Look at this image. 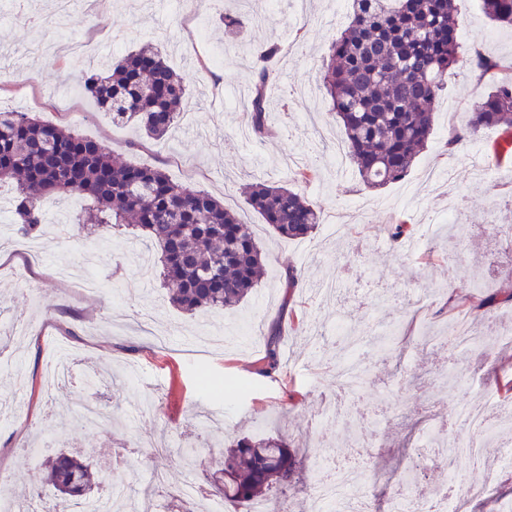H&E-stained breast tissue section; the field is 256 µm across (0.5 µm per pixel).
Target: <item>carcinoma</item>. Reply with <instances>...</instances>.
Instances as JSON below:
<instances>
[{
  "label": "carcinoma",
  "instance_id": "1",
  "mask_svg": "<svg viewBox=\"0 0 512 512\" xmlns=\"http://www.w3.org/2000/svg\"><path fill=\"white\" fill-rule=\"evenodd\" d=\"M348 25L330 44L322 81L329 112L342 127L347 156L362 183L381 188L403 179L427 147L435 124L434 104L448 71L460 61L459 20L453 0H354ZM488 17L512 26V0H482ZM278 47L269 45L253 72L246 112L252 134L273 135L265 65ZM85 91L112 120L136 125L150 139L162 138L177 121L187 89L182 76L157 47L145 45L110 60L84 81ZM489 127L512 129V78L481 98L468 124L450 133L457 151ZM0 182L16 187L14 214L23 236L45 223L47 201L74 194L90 200L74 223L106 229L126 226L140 233L160 266L170 303L194 315L238 305L259 285L263 250L237 213L210 193L174 183L159 167L115 160L106 146L77 134L70 125L40 122L29 112H0ZM246 203L272 231L303 239L321 223L311 201L288 184L256 181L244 187ZM386 233L399 247L414 237L401 221ZM478 317L512 303V289H472L459 297ZM275 323L257 369L273 377L282 369ZM302 463L285 437L244 436L224 449L220 475L213 476L221 505L246 512L269 502L295 479ZM45 484L60 495V512L90 499L98 475L87 459L60 452L42 463Z\"/></svg>",
  "mask_w": 512,
  "mask_h": 512
}]
</instances>
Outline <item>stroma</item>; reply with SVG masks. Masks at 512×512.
<instances>
[{
    "label": "stroma",
    "instance_id": "stroma-1",
    "mask_svg": "<svg viewBox=\"0 0 512 512\" xmlns=\"http://www.w3.org/2000/svg\"><path fill=\"white\" fill-rule=\"evenodd\" d=\"M461 23L463 52L481 45L501 68L488 72L458 66L436 107L434 133L403 180L381 189L365 187L350 164L330 158L344 136L329 114L323 93L301 95L303 84H318L329 45L344 26L329 21L330 0H310L306 14L282 0L264 25H255L239 0H201L206 37L192 46V19L174 0H92L74 5L65 31L44 25L51 0H0V108L36 111L51 123L48 110L32 101L69 84L70 105L82 112L74 125L82 136L102 141L120 161L161 166L170 179L203 188L237 209L244 223L267 247L266 275L237 307L189 316L169 304L152 266V252L138 238L115 230L73 226L84 206L70 195L51 205L50 224L21 253L0 258V396H22L23 417L0 424V471L9 489L33 488L41 470L20 449L38 435L45 456L69 452L104 471L106 449L126 460L122 477L140 490L153 473L150 441L169 431H195L210 452L189 467L179 455L166 462L170 481L205 483L218 469L224 446L234 439L279 425L298 448L303 468L285 493L280 512H295L309 493L316 461L334 453L337 464L359 470L374 512H391L393 488L414 469L415 495L435 489L468 497L470 512H498L512 500V468L448 460L425 447L433 425L467 436L458 419L460 405L482 404L496 394L495 375L512 377V343L495 330L512 326V308L492 311L474 328L476 342L466 351L429 340L435 328L457 321L449 296L479 284L482 289L512 285V241H497L495 225L507 217L499 203L512 193V131L484 129L479 147H467L454 181L433 180L453 164L446 142L464 125L479 99L505 76L512 62V28L487 17L481 0H454ZM242 22L238 36L224 29L223 11ZM86 41L95 51L115 56L151 43L187 86L178 123L161 139L139 138L134 125L113 123L84 93L91 63L75 60L64 40ZM279 53L271 66L276 82L269 94L275 133L265 140L243 138L247 123L244 89L268 45ZM315 168L317 176L299 191L320 211L346 224L351 252L332 242L326 224L304 239L275 237L245 202L242 188L254 179L282 182L290 177L282 157ZM463 199L454 223L442 215L450 197ZM413 224L423 236L420 252L395 248L384 231L395 218ZM98 250L93 276L102 293L80 294L72 281L56 278L54 266L83 272L86 245ZM303 281L291 304H284L282 281L288 267ZM296 319L283 331V371L257 375L264 355L259 329L277 318ZM360 336L354 355L367 371L353 393L340 389L332 372L344 355L337 323ZM56 336L78 352L73 382L58 386L42 375L46 337ZM301 394L289 408L288 392ZM100 399L111 424L81 429L74 419V394ZM336 404L339 428L323 447L312 434L323 405Z\"/></svg>",
    "mask_w": 512,
    "mask_h": 512
}]
</instances>
